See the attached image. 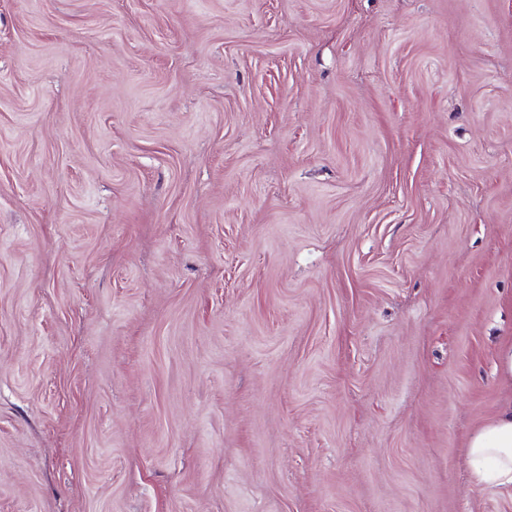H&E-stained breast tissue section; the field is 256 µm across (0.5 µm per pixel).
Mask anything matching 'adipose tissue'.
<instances>
[{"mask_svg": "<svg viewBox=\"0 0 512 512\" xmlns=\"http://www.w3.org/2000/svg\"><path fill=\"white\" fill-rule=\"evenodd\" d=\"M468 448L473 482L512 493V402L471 437Z\"/></svg>", "mask_w": 512, "mask_h": 512, "instance_id": "adipose-tissue-1", "label": "adipose tissue"}]
</instances>
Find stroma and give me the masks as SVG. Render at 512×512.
Masks as SVG:
<instances>
[{"mask_svg":"<svg viewBox=\"0 0 512 512\" xmlns=\"http://www.w3.org/2000/svg\"><path fill=\"white\" fill-rule=\"evenodd\" d=\"M512 0H0V512H512ZM468 448L473 482L512 495V401L470 438Z\"/></svg>","mask_w":512,"mask_h":512,"instance_id":"stroma-1","label":"stroma"}]
</instances>
